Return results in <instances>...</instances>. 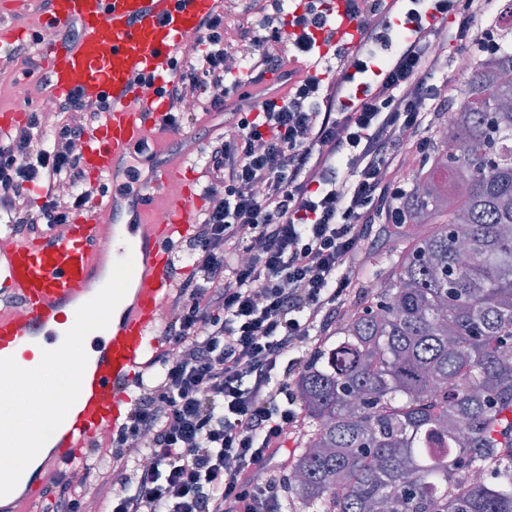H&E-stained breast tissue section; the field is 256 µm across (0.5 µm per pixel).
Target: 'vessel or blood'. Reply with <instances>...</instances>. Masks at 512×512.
Listing matches in <instances>:
<instances>
[{"label":"vessel or blood","instance_id":"b4317fda","mask_svg":"<svg viewBox=\"0 0 512 512\" xmlns=\"http://www.w3.org/2000/svg\"><path fill=\"white\" fill-rule=\"evenodd\" d=\"M328 5L336 21L318 36L324 55L359 38L356 22L344 12L345 0H328ZM214 7L215 0H51L40 20L44 29L79 25L74 43L43 53L41 65L52 90L112 101L111 112L87 137L82 152L85 170L111 189L96 198L92 216L73 217L67 234L51 229L0 247V358L23 346L54 344L69 314L85 303L114 245H130L141 258L119 318L85 340L95 363L84 373L78 411L53 434L56 452L43 460L44 470L71 465V449L92 448L99 429L124 423L121 408L129 400L132 378L156 340L159 310L173 285L171 248L192 231L198 205L185 191L164 208L162 223H121L119 202L125 192L137 195L142 212L171 181L166 163L157 166L149 184L129 176L135 149L144 146L151 131H163L167 116L165 102L133 80L167 70Z\"/></svg>","mask_w":512,"mask_h":512}]
</instances>
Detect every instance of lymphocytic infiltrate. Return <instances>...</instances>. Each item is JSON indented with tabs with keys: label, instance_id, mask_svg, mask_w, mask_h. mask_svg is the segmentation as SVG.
Instances as JSON below:
<instances>
[{
	"label": "lymphocytic infiltrate",
	"instance_id": "f902f5d3",
	"mask_svg": "<svg viewBox=\"0 0 512 512\" xmlns=\"http://www.w3.org/2000/svg\"><path fill=\"white\" fill-rule=\"evenodd\" d=\"M492 4L347 0L360 37L331 71L318 48L333 22L322 0H250L238 23L220 9L205 17L168 80L139 78L190 102L168 114L170 129L201 112L223 116V139L202 150L212 203L172 248L161 341L125 424L81 474L50 476L53 512H86L92 497L106 512H283L265 469L301 422L291 373L345 311L372 226L404 222L408 185L390 173L408 152L429 154L434 116L456 103L442 77L449 47L497 49L475 25ZM290 58L305 72L269 97L266 75ZM109 109L74 92L57 100L51 132L35 112L0 131L1 224L35 236L90 209L103 186L79 147Z\"/></svg>",
	"mask_w": 512,
	"mask_h": 512
}]
</instances>
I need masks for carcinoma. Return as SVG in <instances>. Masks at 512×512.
Instances as JSON below:
<instances>
[{
    "label": "carcinoma",
    "instance_id": "cac0c4a2",
    "mask_svg": "<svg viewBox=\"0 0 512 512\" xmlns=\"http://www.w3.org/2000/svg\"><path fill=\"white\" fill-rule=\"evenodd\" d=\"M467 76L394 248L357 273L370 302L294 382L305 512H512V49Z\"/></svg>",
    "mask_w": 512,
    "mask_h": 512
}]
</instances>
